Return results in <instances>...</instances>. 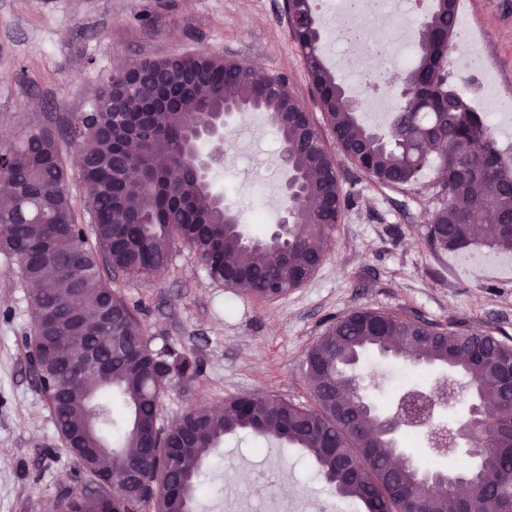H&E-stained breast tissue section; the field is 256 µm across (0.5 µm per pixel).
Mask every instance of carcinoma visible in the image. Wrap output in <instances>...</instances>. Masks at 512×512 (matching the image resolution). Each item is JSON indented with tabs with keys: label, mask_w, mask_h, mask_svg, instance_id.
I'll return each mask as SVG.
<instances>
[{
	"label": "carcinoma",
	"mask_w": 512,
	"mask_h": 512,
	"mask_svg": "<svg viewBox=\"0 0 512 512\" xmlns=\"http://www.w3.org/2000/svg\"><path fill=\"white\" fill-rule=\"evenodd\" d=\"M457 0H434L420 24L416 55L403 74L413 95L397 104L388 137L375 136L362 122L344 87L325 65L315 0L296 4L312 26L291 33L305 58L312 85L337 145L370 178L386 187L408 185L426 167H434L442 206L427 225L426 242L435 252H456L477 244L512 250V161L504 159L495 132L473 110L464 93L448 82V44L453 36ZM141 67L154 81L180 91L178 105L156 113L161 152L149 162L137 159V175L156 185L151 195L133 184L129 166L113 159L114 146L134 144L138 100L148 87L129 89L107 73V93L127 98L128 112L93 105L69 122L77 168L93 217L94 241L77 223L69 192L71 170L61 153L56 130L39 127L6 147L0 169V253L14 259L30 293L32 328L29 353L36 355L39 390L56 430L80 466L91 476L101 459L86 453L112 438L108 466L119 477L136 463L143 429L156 434L153 458L140 466V490L126 491L116 512H180L182 503L167 483L185 485L190 500L200 486V468L224 442L246 433L302 449L339 495L359 500L365 512H495L486 495L460 510L448 489L418 500L391 502L390 486L433 472L417 461L398 469L394 448L381 419L370 412L348 366L368 352L388 354L420 374L445 367L465 379L462 388L480 393L485 406L501 398L503 375L512 367V342L487 330L441 329L418 318L376 309L338 316L305 355L311 403L267 394H246L224 401L219 411L193 406L179 426L161 421L162 397L176 385L198 381L197 359L169 348H155L131 306L104 279L102 270L151 277L165 273L176 242L189 246L215 283L239 288L258 299L279 297L307 282L326 259L327 240L345 204L336 165L311 114L281 79L264 77L234 60L208 52L176 58L146 59ZM228 103H254L267 113L288 169L302 177L300 195L287 199L301 211V225L288 234L282 250L261 238L246 237L231 224L224 203L199 180L196 160L184 147L190 131L210 112ZM178 165L182 181L160 183L161 163ZM492 216L466 219L468 212ZM79 291L84 309L75 346L94 348L104 369L84 378L70 375L39 336H68L70 296ZM342 398L353 409L336 407ZM501 420L493 417L469 451L481 455L486 474L499 483L498 498L512 512V457L494 461L487 449L496 441ZM112 489L62 491V512H106Z\"/></svg>",
	"instance_id": "cac0c4a2"
}]
</instances>
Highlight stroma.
<instances>
[{"instance_id": "35a3bbf8", "label": "stroma", "mask_w": 512, "mask_h": 512, "mask_svg": "<svg viewBox=\"0 0 512 512\" xmlns=\"http://www.w3.org/2000/svg\"><path fill=\"white\" fill-rule=\"evenodd\" d=\"M284 0H0V145L33 127L65 128L86 111L101 76L118 64L208 51L283 79L313 116L321 111L305 59L293 40ZM494 71L489 103L512 100V0H460ZM323 55L362 121L387 134L391 105L367 95L361 79L339 70L329 34L331 0L317 7ZM228 150L210 180L249 237H266L281 221L285 198L279 137L266 113L245 112L224 131ZM346 204L324 264L302 286L268 301L209 279L194 253L175 244L167 274H117L112 286L140 309L154 346L193 354L202 373L190 391L176 388L160 414L171 423L194 403L221 405L238 394L306 399L304 357L325 321L361 308L395 311L441 327L512 337V260L473 265L491 247L432 251L426 226L443 203L433 170L396 188L376 184L329 143ZM31 328L29 289L14 261L0 254V512H51L62 487L89 485L63 446L30 374L24 346ZM393 386L360 374L363 393L394 410L412 378L389 358ZM288 483H279L280 472ZM275 478L290 512H336L338 497L298 448L264 446L249 435L226 437L203 466L193 512L241 506L258 475Z\"/></svg>"}]
</instances>
